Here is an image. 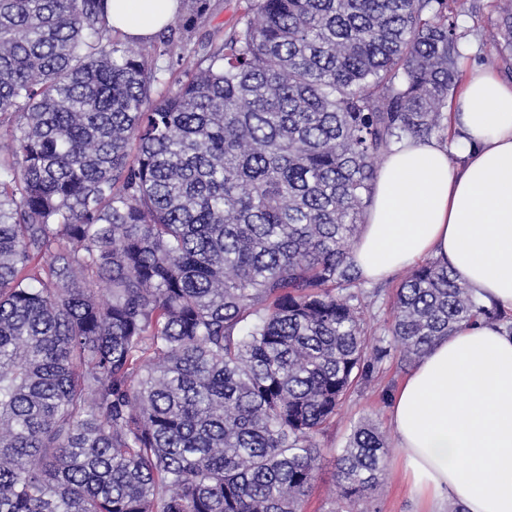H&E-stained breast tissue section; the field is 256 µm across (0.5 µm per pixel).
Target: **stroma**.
<instances>
[{"label": "stroma", "instance_id": "1", "mask_svg": "<svg viewBox=\"0 0 512 512\" xmlns=\"http://www.w3.org/2000/svg\"><path fill=\"white\" fill-rule=\"evenodd\" d=\"M493 3L494 0H464L459 22L468 29L467 41L471 46L465 66L479 65L481 60L493 54L491 47L481 41L482 33L493 28L497 19ZM405 277V272L401 271L390 280L364 284L367 294L364 314L372 338L384 336L396 289ZM409 371V366L393 354L383 360L379 373L374 374L371 381L352 388L330 428L318 437L323 454L318 462L316 481L307 498L306 512H329L336 491V455L353 427L362 420L376 424L387 444L385 472L374 496L375 507L379 512H418L415 501L395 474L397 439L388 418L390 398Z\"/></svg>", "mask_w": 512, "mask_h": 512}]
</instances>
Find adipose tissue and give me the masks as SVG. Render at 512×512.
<instances>
[{
    "label": "adipose tissue",
    "mask_w": 512,
    "mask_h": 512,
    "mask_svg": "<svg viewBox=\"0 0 512 512\" xmlns=\"http://www.w3.org/2000/svg\"><path fill=\"white\" fill-rule=\"evenodd\" d=\"M177 9L178 0H108L113 27L130 39L151 36ZM448 116L450 147L405 140L386 156L352 260L369 282L438 259L485 304L512 311V83L472 70ZM389 417L421 512L446 503L512 512L511 335L462 324L419 360Z\"/></svg>",
    "instance_id": "obj_1"
}]
</instances>
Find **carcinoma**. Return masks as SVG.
I'll return each mask as SVG.
<instances>
[{"instance_id":"obj_1","label":"carcinoma","mask_w":512,"mask_h":512,"mask_svg":"<svg viewBox=\"0 0 512 512\" xmlns=\"http://www.w3.org/2000/svg\"><path fill=\"white\" fill-rule=\"evenodd\" d=\"M106 2L0 0V512H304L317 436L390 352L512 335L430 259L372 347L351 257L466 32L447 0H254L197 41L209 0H181L133 49ZM385 453L354 426L329 512H372Z\"/></svg>"}]
</instances>
